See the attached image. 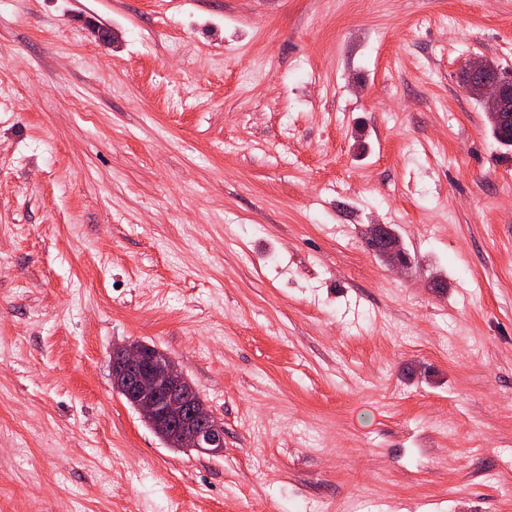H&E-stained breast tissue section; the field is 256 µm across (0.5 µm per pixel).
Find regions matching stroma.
<instances>
[{"instance_id":"35a3bbf8","label":"stroma","mask_w":512,"mask_h":512,"mask_svg":"<svg viewBox=\"0 0 512 512\" xmlns=\"http://www.w3.org/2000/svg\"><path fill=\"white\" fill-rule=\"evenodd\" d=\"M470 58L512 71V0L0 4V512H512V149ZM136 341L223 453L114 390ZM374 232L377 239V249L386 257L393 267L408 268L411 264L398 237L390 233L385 224H375ZM112 381L175 448L224 451V426L164 352L144 343L112 352Z\"/></svg>"}]
</instances>
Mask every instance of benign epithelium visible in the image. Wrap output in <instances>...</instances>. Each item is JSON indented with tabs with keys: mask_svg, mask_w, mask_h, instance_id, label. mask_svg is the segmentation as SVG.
<instances>
[{
	"mask_svg": "<svg viewBox=\"0 0 512 512\" xmlns=\"http://www.w3.org/2000/svg\"><path fill=\"white\" fill-rule=\"evenodd\" d=\"M462 70L465 92L482 103L489 119L506 120L503 113L512 110V73L482 59L467 61ZM374 232L377 249L392 266H410L398 237L386 225H374ZM112 381L171 446L210 454L224 451L223 424L164 352L144 343L116 348L112 352Z\"/></svg>",
	"mask_w": 512,
	"mask_h": 512,
	"instance_id": "benign-epithelium-1",
	"label": "benign epithelium"
}]
</instances>
